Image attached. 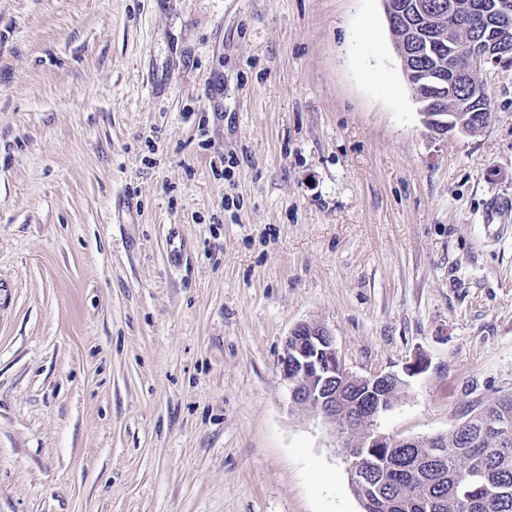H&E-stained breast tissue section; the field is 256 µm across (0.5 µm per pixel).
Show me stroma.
I'll return each instance as SVG.
<instances>
[{"instance_id": "obj_1", "label": "stroma", "mask_w": 512, "mask_h": 512, "mask_svg": "<svg viewBox=\"0 0 512 512\" xmlns=\"http://www.w3.org/2000/svg\"><path fill=\"white\" fill-rule=\"evenodd\" d=\"M430 132L382 0H0V512H363L278 359L512 388V61Z\"/></svg>"}]
</instances>
